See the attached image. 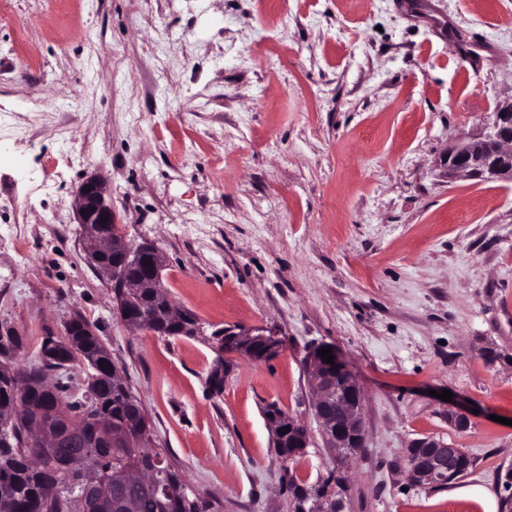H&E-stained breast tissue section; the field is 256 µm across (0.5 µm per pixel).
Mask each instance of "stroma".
Segmentation results:
<instances>
[{"instance_id":"obj_1","label":"stroma","mask_w":512,"mask_h":512,"mask_svg":"<svg viewBox=\"0 0 512 512\" xmlns=\"http://www.w3.org/2000/svg\"><path fill=\"white\" fill-rule=\"evenodd\" d=\"M512 101V0H0V329L14 364L81 316L153 439L221 512H293L264 416L304 423L307 483L335 460L313 417L310 350L336 347L363 394L346 512H483L512 468V183L448 178V145ZM101 178L115 231L151 243L202 335L113 312L76 192ZM281 356H230L224 327ZM452 401L438 399L441 390ZM473 409L467 427L448 405ZM471 460L411 485L413 440ZM238 336L239 346L233 351H226L224 336L228 333ZM268 333V334H266ZM216 336L220 352L234 353L257 362H269L278 358L282 353V343L276 334L257 328H238Z\"/></svg>"}]
</instances>
